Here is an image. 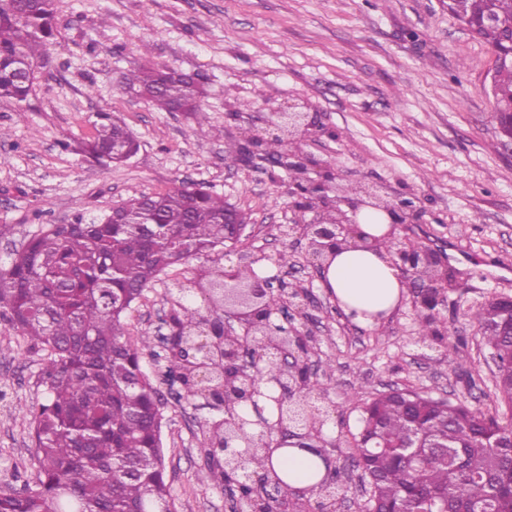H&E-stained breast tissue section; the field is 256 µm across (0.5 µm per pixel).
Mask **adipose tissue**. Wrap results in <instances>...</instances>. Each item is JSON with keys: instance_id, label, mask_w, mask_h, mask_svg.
<instances>
[{"instance_id": "ef3b65f1", "label": "adipose tissue", "mask_w": 512, "mask_h": 512, "mask_svg": "<svg viewBox=\"0 0 512 512\" xmlns=\"http://www.w3.org/2000/svg\"><path fill=\"white\" fill-rule=\"evenodd\" d=\"M320 285L353 322L370 328L389 317L407 292L404 276L382 247L337 250ZM271 462L275 474L296 489L315 486L326 472L317 453L307 449H278Z\"/></svg>"}]
</instances>
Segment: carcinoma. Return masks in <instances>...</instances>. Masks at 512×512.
Wrapping results in <instances>:
<instances>
[{"instance_id": "1", "label": "carcinoma", "mask_w": 512, "mask_h": 512, "mask_svg": "<svg viewBox=\"0 0 512 512\" xmlns=\"http://www.w3.org/2000/svg\"><path fill=\"white\" fill-rule=\"evenodd\" d=\"M448 13L474 30L491 50L503 45V27L512 25V0H462ZM56 0H0V99L23 102L34 81L18 72L21 64L38 75L56 31ZM494 112L512 97V67L492 75ZM130 90L157 109L185 107L201 124L204 89L195 77L167 67H148L125 77ZM95 134L80 152L109 168L137 150L128 130L99 112ZM223 198L199 187L133 198L112 213L71 224H52L13 253L0 268V317L33 345L46 351V397L27 409L33 425L38 467L35 485L0 488V512H58L79 498L86 512H142L169 504L161 448V394L141 365L154 337H128L123 317L169 269L233 248L224 234ZM174 320L194 326L224 320V307L195 305V288L174 284ZM485 344L495 356L497 386L512 405V335H492L505 327L509 313L491 301L478 313ZM416 335L426 343L439 336L432 314H418ZM281 329L247 342L249 375L256 385L287 380L283 408L323 395L311 378L302 389L288 382L291 367L271 359L270 345ZM195 374L190 352L168 361L165 380L178 383L182 398L194 399L188 380ZM239 383L224 384L223 418L212 423L210 443H224V419L245 415ZM363 427L375 439L359 436L350 467L369 484L363 512H512V437L509 427L462 402L413 390L382 394L365 407Z\"/></svg>"}]
</instances>
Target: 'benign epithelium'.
Returning a JSON list of instances; mask_svg holds the SVG:
<instances>
[{
	"label": "benign epithelium",
	"instance_id": "7a95c632",
	"mask_svg": "<svg viewBox=\"0 0 512 512\" xmlns=\"http://www.w3.org/2000/svg\"><path fill=\"white\" fill-rule=\"evenodd\" d=\"M315 126L314 116L303 110L298 104H290L276 113V121L260 129L254 139L259 142L266 137L296 139L298 141ZM273 165L288 171L294 166L302 165L308 170L320 174L317 179H308L301 185H288V204L301 215L313 212L312 205L327 203L336 207L340 219L335 224H318L313 220L288 226L287 236L300 235L307 241L310 264L322 273L329 264V256L343 245H348L355 239L366 242L361 237L357 225V213L366 207L385 213L392 224H406L410 221L413 207L403 202L396 203L385 200L376 194L373 187L360 185L355 195L343 200L336 196L334 174L325 169L324 162L302 152L300 145L283 152L273 160ZM259 257L248 252L237 253V261L224 268V287H210L199 283L204 296L212 303L220 297L224 300V321L216 323L208 320L195 329L174 326L170 319L162 320L166 333L162 334L167 351L171 354L181 352L188 347L190 337L197 336L199 340L195 347L202 354L197 368V386L193 393L202 398L212 409L218 410L224 406V388L211 381L209 367L206 364L210 352L216 351L221 356L224 372L239 373L244 378L247 360L244 352L224 348V339L230 336H242L250 339L264 335L263 329L271 323V317L276 309L269 307L268 299L273 291V281L270 278H260L254 271V264ZM392 261L403 274H416L423 279L416 290V302L422 306L435 309L445 305L447 296L443 289L448 287V279L442 273L445 261L436 251L428 247L402 246L392 255ZM283 361H289L298 367L305 375L310 376L315 368L307 362L306 345L299 336H288L277 351ZM264 393L258 387L246 385L242 392V400L246 401L254 412V418H234L224 422V445H213L209 448V460L212 464L233 473L240 479H248L247 473L240 465L241 457L249 453V449L240 450L232 446L235 432L242 426L269 427L268 418L258 399ZM280 439L267 440L264 445L265 455L270 457L275 451L295 440V445L302 444V438L295 428H280ZM276 504L277 510H282L283 501L269 494L259 492L250 498L236 500L237 512H265L266 503Z\"/></svg>",
	"mask_w": 512,
	"mask_h": 512
}]
</instances>
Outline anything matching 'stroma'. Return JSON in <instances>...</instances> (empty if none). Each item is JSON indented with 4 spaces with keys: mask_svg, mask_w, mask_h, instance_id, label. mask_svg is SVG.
Masks as SVG:
<instances>
[{
    "mask_svg": "<svg viewBox=\"0 0 512 512\" xmlns=\"http://www.w3.org/2000/svg\"><path fill=\"white\" fill-rule=\"evenodd\" d=\"M57 33L28 100L0 99V265L49 224L93 219L133 197L206 186L243 211L239 247L259 255L282 283L284 313L273 324L308 338V358L334 405L322 438L349 486L335 512H358L369 486L347 461L362 407L409 389L462 400L512 422L496 389V367L477 322L489 301L512 297V149L493 118L491 53L451 18L443 0H57ZM151 64L198 75L210 124L161 112L128 91L126 74ZM303 100L316 115L305 151L327 161L339 182L374 183L419 214L393 237L448 260L440 339L421 344L412 299L375 328L352 322L308 262L305 241L283 237L298 221L287 172L227 157L242 128L260 129L278 107ZM109 112L139 144L124 163L101 168L62 150L94 132ZM223 130L211 136L210 127ZM289 252L288 267L278 255ZM218 250L160 276L124 317L131 338L158 333L175 301L174 281L226 266ZM457 347L466 360L448 357ZM163 347L142 364L162 395V448L174 512H233L230 491L203 480L209 426L202 399L171 394ZM44 351L0 319V486L34 480L35 439L25 407L42 400Z\"/></svg>",
    "mask_w": 512,
    "mask_h": 512,
    "instance_id": "obj_1",
    "label": "stroma"
}]
</instances>
